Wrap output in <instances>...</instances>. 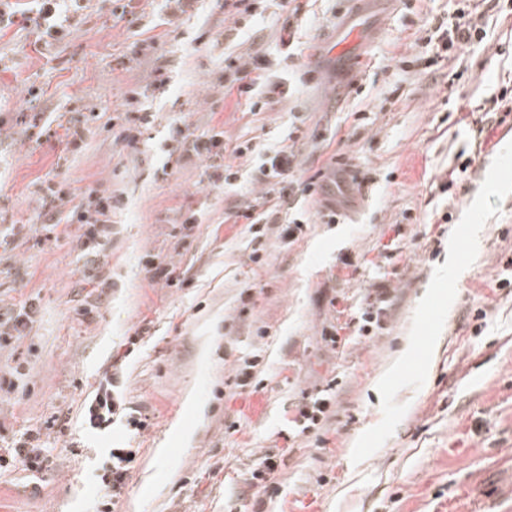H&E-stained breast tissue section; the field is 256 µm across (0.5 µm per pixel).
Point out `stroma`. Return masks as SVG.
I'll return each instance as SVG.
<instances>
[{"label":"stroma","mask_w":512,"mask_h":512,"mask_svg":"<svg viewBox=\"0 0 512 512\" xmlns=\"http://www.w3.org/2000/svg\"><path fill=\"white\" fill-rule=\"evenodd\" d=\"M457 2L374 0L348 70L327 53L351 0H297L306 35L285 47L299 20L275 5L232 18L224 0H195L171 17L158 0H70L74 32L47 46L23 23L32 0H7L0 231L24 225L29 241L0 245V305L31 297L38 313L13 351L24 373L0 403V443L58 414L69 423L45 438L51 468L0 472V512H88L112 448L136 452L116 512H254L250 467L274 446L286 455L263 512H512V115L480 109L512 88V0H490L484 42L426 73L417 40ZM229 53L270 57L285 95L255 113L225 95ZM136 128L137 141L124 138ZM214 128L230 147L292 146L296 237L272 224L256 239L236 221L267 190L258 161L211 188L207 159L183 138ZM337 158L352 202L327 224L321 196L301 199L297 183ZM52 187L116 197L105 262L81 250L80 225L45 238ZM156 256L184 286L154 280ZM500 279L508 287L492 289ZM382 282L384 328L361 335ZM332 323L334 348L321 339ZM252 357L262 387L248 394L234 377ZM118 358L127 402L151 419L137 438L122 419L106 432L82 423ZM325 389L323 427L299 433L298 405Z\"/></svg>","instance_id":"stroma-1"}]
</instances>
